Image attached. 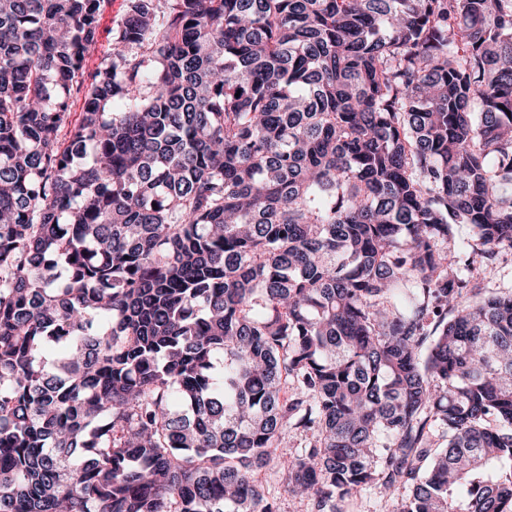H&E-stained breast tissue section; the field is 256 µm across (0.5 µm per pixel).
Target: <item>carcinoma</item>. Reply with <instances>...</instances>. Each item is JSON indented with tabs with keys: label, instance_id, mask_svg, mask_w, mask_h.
<instances>
[{
	"label": "carcinoma",
	"instance_id": "obj_1",
	"mask_svg": "<svg viewBox=\"0 0 512 512\" xmlns=\"http://www.w3.org/2000/svg\"><path fill=\"white\" fill-rule=\"evenodd\" d=\"M107 2L0 0V512H512V0ZM124 11V0H111L106 6L99 28V52L87 62L86 71H94L100 62L102 55L112 47V29L120 19Z\"/></svg>",
	"mask_w": 512,
	"mask_h": 512
}]
</instances>
